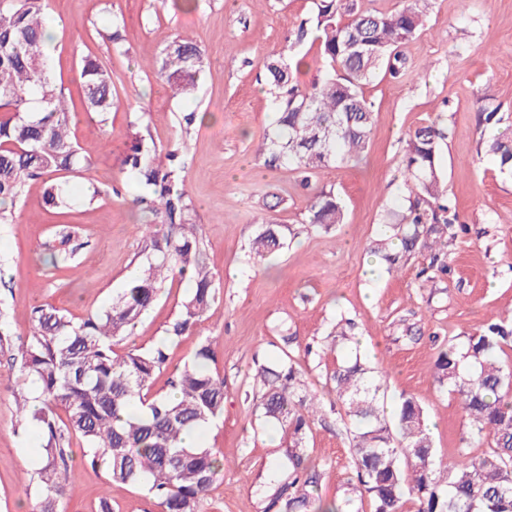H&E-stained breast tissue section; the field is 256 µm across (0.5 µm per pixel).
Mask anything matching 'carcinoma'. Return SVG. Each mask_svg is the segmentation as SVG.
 Listing matches in <instances>:
<instances>
[{
	"label": "carcinoma",
	"instance_id": "carcinoma-1",
	"mask_svg": "<svg viewBox=\"0 0 512 512\" xmlns=\"http://www.w3.org/2000/svg\"><path fill=\"white\" fill-rule=\"evenodd\" d=\"M430 0H407L394 13H358L354 0H313L312 12L289 38L291 46H317L323 68L305 84L297 71L303 59L283 50L262 68L278 127L265 134L258 156L291 167L309 185L310 175L348 164L369 143L374 110L360 88L379 75L407 74L400 46L418 32ZM49 0H0V223L28 181L48 176L44 199L64 208L72 195L71 178L84 177L90 165L72 135V114L63 88L53 76L44 45ZM205 65V51L178 33L153 63L157 76L175 97L193 95ZM84 110L99 118L114 107L112 70L87 55L79 63ZM205 114L184 112L181 133L203 122ZM446 138L440 121L408 133L404 183L413 196L400 224H385L370 243L389 271L402 268L417 250L431 253L418 277L448 274V243L466 232L442 186L438 157ZM184 141L163 151L131 124L122 169L147 194L132 204L147 210L161 231L145 235L141 265L108 309L79 323L45 304L31 313V330L21 346L15 379L22 428L44 452L38 469L35 512H58L74 479L70 440L82 439L87 460L108 481L140 487L160 512H197L212 484L224 475V456L206 447L187 448L185 435L224 415V378L211 371L210 344H198L190 361L169 382L170 392L151 393L155 376L166 368L169 345L192 332L217 296L214 275L204 258L195 204L187 189ZM503 173H512V136L498 135L487 145ZM334 191L313 194L307 223L329 228L343 221ZM249 257L262 261L284 248L283 226L262 219ZM71 233L58 231V245L47 261L65 263L73 254ZM186 280L192 292L181 302L164 336L147 349L117 354L115 347L134 330L166 288ZM355 338V323L342 319L329 351ZM512 319L492 316L476 332L448 338L433 364L435 382L460 402L471 439L491 440L483 457L462 451L451 462L436 456L426 412L414 396L402 395L394 422L385 416L382 370L353 361H336L331 375L344 417L350 422L351 462L356 482L349 490L368 497L373 512H512ZM263 390L255 409L268 424L288 430L292 472L276 492L279 512H308L313 477L301 472L305 442L318 413V397L308 389L292 361L281 359L258 371Z\"/></svg>",
	"mask_w": 512,
	"mask_h": 512
}]
</instances>
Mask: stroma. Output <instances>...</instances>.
Instances as JSON below:
<instances>
[{"instance_id":"1","label":"stroma","mask_w":512,"mask_h":512,"mask_svg":"<svg viewBox=\"0 0 512 512\" xmlns=\"http://www.w3.org/2000/svg\"><path fill=\"white\" fill-rule=\"evenodd\" d=\"M313 8V0H198L186 13L158 0H51L60 20L49 64L61 81L73 114L72 130L100 191L93 203L58 210L44 202L42 181L29 182L0 223V310L9 313L14 341L25 339L31 311L42 304L79 322L108 308L140 262L142 233L151 213L130 204L136 187L119 159L132 122H141L157 148L178 138L182 112L209 118L190 137L187 188L216 275L219 297L194 331L169 347L168 365L154 392L209 342L213 372L224 379V416L208 427L202 443L223 453L224 475L200 502L198 512H270L269 475L284 461V429L264 427L253 406L260 391L256 373L290 354L322 409L311 425L305 466L316 482L310 512L336 504L342 512H372L367 497L351 495L354 480L349 424L334 410L330 374L336 356L321 344L344 318L356 324L360 351L371 366L388 372L387 405L400 395L426 408L436 455L454 458L469 426L456 399L435 384L438 341L479 330L490 314L512 318V176L500 173L485 145L495 133L481 110L491 106L512 118V0H432L423 29L401 46L407 76L378 77L362 88L375 122L365 153L341 168L319 171L314 189H334L344 202V221L329 229L306 222L308 194L296 173L266 167L255 148L272 125L262 61L283 50L286 39ZM121 18L124 49L112 48L113 18ZM185 31L207 54L196 100L173 99L143 60L158 59L174 34ZM97 56L112 71L118 103L106 121L89 120L81 103L78 65ZM442 119L447 137L440 167L465 236L448 247L451 272L431 281L417 274L430 255L412 254L388 273L366 252L380 225L408 211L401 160L405 137ZM279 200L277 211L264 205ZM286 230L288 246L253 264L249 247L265 215ZM61 223L73 225L85 246L68 263L43 261ZM189 282L168 284L117 353L158 341L175 317ZM413 324L420 337L401 335ZM10 353L0 352V512L32 507L39 491L34 476L42 450L22 432ZM76 479L61 499V512H98L108 497L112 512H159L143 490L109 483L73 439Z\"/></svg>"}]
</instances>
